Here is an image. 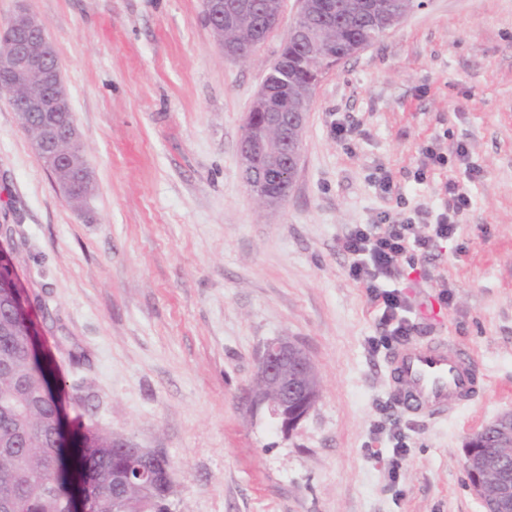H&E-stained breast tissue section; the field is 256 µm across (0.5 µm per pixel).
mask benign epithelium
<instances>
[{"instance_id":"benign-epithelium-1","label":"benign epithelium","mask_w":512,"mask_h":512,"mask_svg":"<svg viewBox=\"0 0 512 512\" xmlns=\"http://www.w3.org/2000/svg\"><path fill=\"white\" fill-rule=\"evenodd\" d=\"M300 10L288 30V39L305 44L316 57L330 53L331 44L318 35L308 17L311 0H299ZM284 0H265L261 5L264 26L276 29L283 16ZM255 5L241 0L233 11L224 9V0H205L206 24L214 33L225 55L248 60L255 51L235 52L224 44V28L235 24L239 17ZM41 18L22 5L0 29V37L8 41L0 52V74L9 77L5 92L13 111L22 113L68 112L71 103L54 46L30 38V34L44 32ZM267 85H261L246 113L243 131L260 129L258 139L242 136L239 158L246 184L251 189L265 188L264 202L276 207L288 197L297 174L301 144L308 113L282 112L268 102ZM38 144L55 153L57 164L71 168L70 157L56 152L61 142L80 139L76 124L60 127L44 120L34 125ZM321 395V380L309 356L297 344L283 338L268 341L259 353L253 383L249 391V406L267 407L276 426L284 434L292 432L309 414ZM492 429L491 446H486L479 433L467 442L465 467L470 487L479 497L484 473L494 470L500 475V486L495 498L484 503L486 512H512V455L505 456L499 448L512 445V415L498 418L489 424Z\"/></svg>"}]
</instances>
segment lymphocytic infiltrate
Returning a JSON list of instances; mask_svg holds the SVG:
<instances>
[{
	"mask_svg": "<svg viewBox=\"0 0 512 512\" xmlns=\"http://www.w3.org/2000/svg\"><path fill=\"white\" fill-rule=\"evenodd\" d=\"M447 191L451 204L437 211L427 225L395 224L384 214L374 223L352 225L343 237L349 275L380 310L386 339L399 343L415 330L410 302L398 287L403 260L417 252L429 253L436 240L452 236L460 215L470 206L469 197L455 183H448Z\"/></svg>",
	"mask_w": 512,
	"mask_h": 512,
	"instance_id": "f902f5d3",
	"label": "lymphocytic infiltrate"
}]
</instances>
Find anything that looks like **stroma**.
<instances>
[{"instance_id":"35a3bbf8","label":"stroma","mask_w":512,"mask_h":512,"mask_svg":"<svg viewBox=\"0 0 512 512\" xmlns=\"http://www.w3.org/2000/svg\"><path fill=\"white\" fill-rule=\"evenodd\" d=\"M200 2L28 0L94 178L68 204L0 93V225L66 410L87 396L101 427L161 450L169 512H484L463 460L471 434L512 413V0H421L327 70L275 208L246 185L238 146L300 4L285 0L243 62L218 48ZM383 175L403 200L379 193ZM450 181L471 204L399 286L413 340L471 351L485 381L468 405L418 418L390 398L392 348L341 239L383 212L422 222ZM275 338L322 380L288 434L244 403Z\"/></svg>"}]
</instances>
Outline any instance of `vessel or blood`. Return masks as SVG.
I'll list each match as a JSON object with an SVG mask.
<instances>
[{
  "instance_id": "obj_1",
  "label": "vessel or blood",
  "mask_w": 512,
  "mask_h": 512,
  "mask_svg": "<svg viewBox=\"0 0 512 512\" xmlns=\"http://www.w3.org/2000/svg\"><path fill=\"white\" fill-rule=\"evenodd\" d=\"M388 369L396 407L428 417L468 404L483 376L469 352L444 342H404L391 355Z\"/></svg>"
}]
</instances>
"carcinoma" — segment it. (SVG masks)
Wrapping results in <instances>:
<instances>
[{"instance_id": "obj_1", "label": "carcinoma", "mask_w": 512, "mask_h": 512, "mask_svg": "<svg viewBox=\"0 0 512 512\" xmlns=\"http://www.w3.org/2000/svg\"><path fill=\"white\" fill-rule=\"evenodd\" d=\"M318 22L333 44L336 61L372 43L398 24L396 0H321ZM264 37L258 16L224 31L225 45L249 50ZM284 65L269 77L272 97L287 110L303 89L314 84L329 63L311 62L305 47L290 42ZM26 329L16 325L0 334V360L25 346ZM49 364L37 355L21 361L11 373H0V488L10 500L0 512H63L65 500L83 491L92 512H133L150 505L151 512H168L171 468L132 455L120 448L123 438L78 413L71 436L49 425L58 409Z\"/></svg>"}]
</instances>
